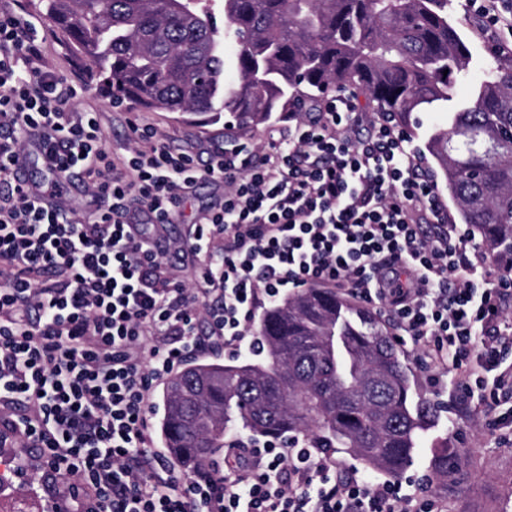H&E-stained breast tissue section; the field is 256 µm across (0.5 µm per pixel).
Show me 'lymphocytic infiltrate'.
<instances>
[{
  "instance_id": "f902f5d3",
  "label": "lymphocytic infiltrate",
  "mask_w": 512,
  "mask_h": 512,
  "mask_svg": "<svg viewBox=\"0 0 512 512\" xmlns=\"http://www.w3.org/2000/svg\"><path fill=\"white\" fill-rule=\"evenodd\" d=\"M463 10L493 56L512 57L507 0ZM44 46L0 8V399L28 409L0 446L20 436L43 481L71 476L78 512H443L426 480L345 474L303 436L231 439L226 471L185 480L148 456L154 381L206 343L240 351L259 299L312 286L374 307L469 414L512 431V271L450 222L409 132L339 89L290 112L260 150L215 140L201 161L133 121L117 157L96 108H75L84 85L43 65ZM30 142L41 183L23 176ZM74 170L89 195L80 210L61 182ZM202 183L224 203L194 228L188 289L148 227L180 223Z\"/></svg>"
}]
</instances>
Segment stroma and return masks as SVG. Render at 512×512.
Segmentation results:
<instances>
[{
	"instance_id": "1",
	"label": "stroma",
	"mask_w": 512,
	"mask_h": 512,
	"mask_svg": "<svg viewBox=\"0 0 512 512\" xmlns=\"http://www.w3.org/2000/svg\"><path fill=\"white\" fill-rule=\"evenodd\" d=\"M39 29L49 41L47 60L60 74L70 75L71 61H78L88 82L91 99L100 112L104 127L103 145L107 150L121 152L131 136L128 119L137 117L151 124L160 138L174 150L204 156L209 141L215 137L247 143L260 148L265 144L264 128L244 129L238 124L188 123L176 113L161 109L144 110L128 100L113 101L103 91V84L94 65L76 60L62 32L48 19L39 21ZM224 197L223 189L207 185L193 191L184 203V221L165 225L161 233L174 246H184L195 223L202 221L210 207ZM405 354L414 370L423 394L443 401L448 407L440 427L448 432V446L454 454V474L447 483L432 484L431 493L448 504V512H512V445L500 444L479 422L463 415L444 384L432 383L430 374L420 363L412 345H405ZM21 457L24 475L11 477L0 485V512H38L50 501L49 491L39 480L40 461L31 448H1L0 457Z\"/></svg>"
}]
</instances>
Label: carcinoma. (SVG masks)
Returning a JSON list of instances; mask_svg holds the SVG:
<instances>
[{
    "label": "carcinoma",
    "mask_w": 512,
    "mask_h": 512,
    "mask_svg": "<svg viewBox=\"0 0 512 512\" xmlns=\"http://www.w3.org/2000/svg\"><path fill=\"white\" fill-rule=\"evenodd\" d=\"M191 0H37L88 58L112 97L186 122L267 124L291 97L365 91L405 128L442 112L456 84L469 105L433 127L425 149L463 223L512 268V68L469 71L448 0H224V18ZM232 67L225 69V61ZM256 358L204 361L162 389L159 433L185 470L212 463L231 431L307 434L364 468L396 477L439 425L391 334L368 308L327 288L269 304ZM433 476L448 479V436L433 440Z\"/></svg>",
    "instance_id": "1"
}]
</instances>
